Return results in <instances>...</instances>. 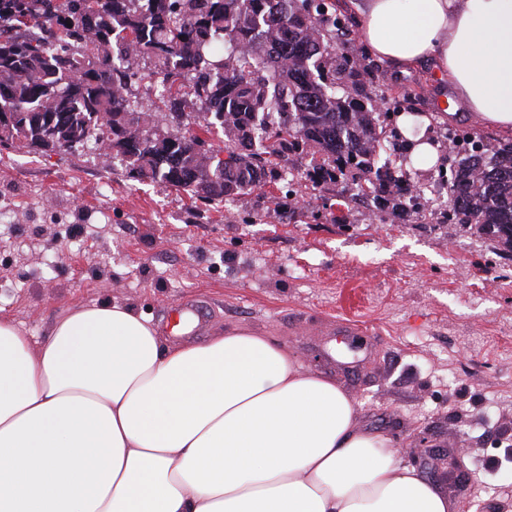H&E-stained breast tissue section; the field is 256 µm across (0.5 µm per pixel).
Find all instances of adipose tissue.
Returning a JSON list of instances; mask_svg holds the SVG:
<instances>
[{"mask_svg":"<svg viewBox=\"0 0 512 512\" xmlns=\"http://www.w3.org/2000/svg\"><path fill=\"white\" fill-rule=\"evenodd\" d=\"M370 51L512 135V0H357ZM355 399L243 330L166 345L112 303L41 343L0 317V512H450Z\"/></svg>","mask_w":512,"mask_h":512,"instance_id":"adipose-tissue-1","label":"adipose tissue"}]
</instances>
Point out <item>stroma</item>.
<instances>
[{
    "label": "stroma",
    "instance_id": "obj_1",
    "mask_svg": "<svg viewBox=\"0 0 512 512\" xmlns=\"http://www.w3.org/2000/svg\"><path fill=\"white\" fill-rule=\"evenodd\" d=\"M372 66L371 95L444 115L431 66ZM293 167L207 202L87 156L1 149L0 316L36 343L117 300L171 345L269 337L354 397L360 428L453 512H512V253L399 211L369 224L354 202L336 223L349 182L315 187ZM341 324L363 328L362 350Z\"/></svg>",
    "mask_w": 512,
    "mask_h": 512
}]
</instances>
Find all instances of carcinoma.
<instances>
[{"mask_svg": "<svg viewBox=\"0 0 512 512\" xmlns=\"http://www.w3.org/2000/svg\"><path fill=\"white\" fill-rule=\"evenodd\" d=\"M345 36L326 0H0V147L98 153L113 134L105 161L208 201L308 158L312 183L360 184L383 213L421 190L381 158L410 144L398 113L373 105L372 66L337 53ZM146 78L162 87V107L182 116L196 107L198 127L222 129L227 160L214 161L195 133L151 132L155 115L131 91ZM448 135L439 169L448 209L419 203L409 216L468 227L512 252V142Z\"/></svg>", "mask_w": 512, "mask_h": 512, "instance_id": "carcinoma-1", "label": "carcinoma"}]
</instances>
